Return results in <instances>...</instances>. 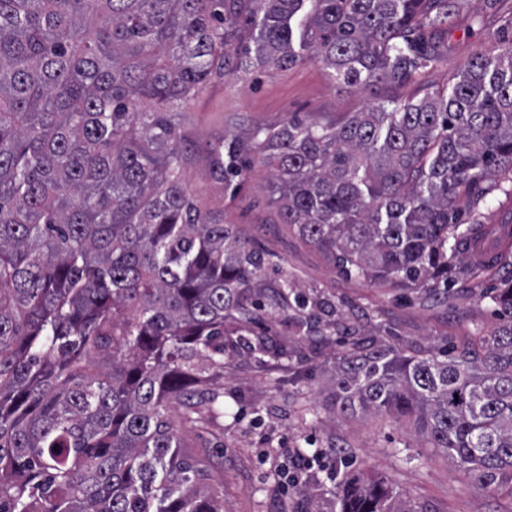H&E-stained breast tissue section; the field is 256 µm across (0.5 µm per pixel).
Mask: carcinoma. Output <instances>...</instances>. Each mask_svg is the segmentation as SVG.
<instances>
[{
  "label": "carcinoma",
  "instance_id": "carcinoma-1",
  "mask_svg": "<svg viewBox=\"0 0 512 512\" xmlns=\"http://www.w3.org/2000/svg\"><path fill=\"white\" fill-rule=\"evenodd\" d=\"M449 0H0V512H224L169 414L224 375L248 304L308 301L190 187L188 110L253 64L322 62L369 93L340 119L245 125L206 144L209 177L267 172L286 224L346 275L448 282L504 267L512 241L462 194L512 173V41L400 101L439 62ZM479 344L371 347L328 376L336 410L414 421L473 483L512 495V279ZM340 512H404L351 473Z\"/></svg>",
  "mask_w": 512,
  "mask_h": 512
}]
</instances>
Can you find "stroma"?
Here are the masks:
<instances>
[{
	"instance_id": "1",
	"label": "stroma",
	"mask_w": 512,
	"mask_h": 512,
	"mask_svg": "<svg viewBox=\"0 0 512 512\" xmlns=\"http://www.w3.org/2000/svg\"><path fill=\"white\" fill-rule=\"evenodd\" d=\"M483 0H464L448 25V52L417 82L383 88L409 100L446 85L477 51L498 50L512 38V22L489 25ZM367 95L335 84L329 69L308 62L250 70L208 88L193 104L187 131L195 145L232 133V118L279 125L291 115L308 120L362 111ZM266 175L238 177L235 194H223L201 166L189 182L199 200L224 210L225 223L266 253L264 285L293 283L309 301L259 323L247 338L225 339L224 377L208 385L191 420L177 419L184 455L200 483L223 497L224 512H339L338 486L347 472L380 477L400 493L403 512H512V497L477 488L448 459L429 448L412 423L383 415L346 417L332 404L326 373L353 347L394 346L408 354L434 348L457 352L497 322L490 294L507 278L493 269L458 275L447 291L404 288L341 274L332 261L277 223L272 197L261 191ZM461 218L479 211L486 224L512 221V197L493 192L464 196ZM271 352L256 353L260 341ZM325 449L302 474L300 491L280 490L279 457Z\"/></svg>"
}]
</instances>
